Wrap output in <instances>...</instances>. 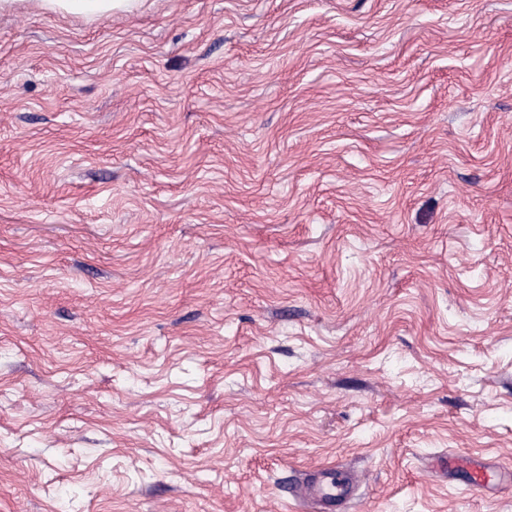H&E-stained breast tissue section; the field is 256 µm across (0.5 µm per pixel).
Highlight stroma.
Masks as SVG:
<instances>
[{"instance_id": "1", "label": "stroma", "mask_w": 512, "mask_h": 512, "mask_svg": "<svg viewBox=\"0 0 512 512\" xmlns=\"http://www.w3.org/2000/svg\"><path fill=\"white\" fill-rule=\"evenodd\" d=\"M512 0L0 12V512H512ZM432 467L443 472L463 473L470 491H498L503 485L511 484L512 481L511 471L508 470V480L505 481L499 467L457 452H448V455L436 458ZM335 467L329 471L321 472L322 478L309 483L304 491H298L296 501L304 506H318L321 510L341 508L344 511L351 509V503L354 499L351 496L352 480L348 478L345 483L336 481L334 474ZM326 508H325V507Z\"/></svg>"}]
</instances>
